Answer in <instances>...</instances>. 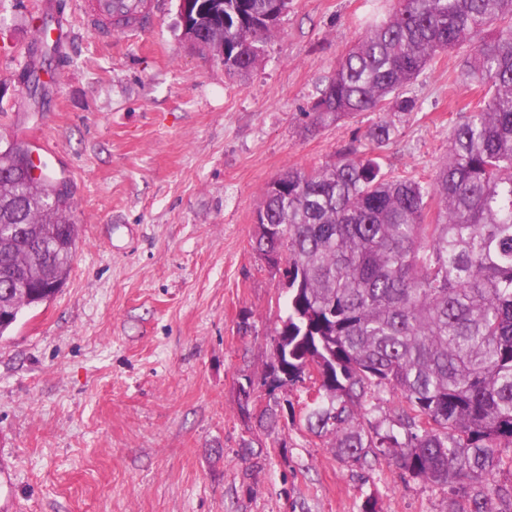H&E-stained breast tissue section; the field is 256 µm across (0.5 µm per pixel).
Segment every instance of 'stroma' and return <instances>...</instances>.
I'll return each instance as SVG.
<instances>
[{
	"label": "stroma",
	"instance_id": "1",
	"mask_svg": "<svg viewBox=\"0 0 512 512\" xmlns=\"http://www.w3.org/2000/svg\"><path fill=\"white\" fill-rule=\"evenodd\" d=\"M147 3L141 28L101 40L77 0H0V142L53 145L80 229L60 292L0 337V512H360L370 494L379 512H448L429 484L336 459L300 421L311 382L261 384L288 296L253 246L261 193L364 134L370 117L307 113L391 0H292L240 77L183 39L177 0ZM46 18L63 39L37 52ZM471 52L418 76L419 111L386 113L396 172L427 178L447 155L472 97L448 72Z\"/></svg>",
	"mask_w": 512,
	"mask_h": 512
}]
</instances>
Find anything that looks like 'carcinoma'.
<instances>
[{
    "label": "carcinoma",
    "instance_id": "obj_1",
    "mask_svg": "<svg viewBox=\"0 0 512 512\" xmlns=\"http://www.w3.org/2000/svg\"><path fill=\"white\" fill-rule=\"evenodd\" d=\"M290 0H203L194 27L248 72ZM479 41L448 73L476 89L428 179L383 172L392 127L372 122L330 162L290 167L262 191L255 249L288 281L281 337L262 384L317 376L304 423L349 466L386 461L453 496L449 512H512V0H395L368 24L311 106L320 128L420 109L412 87L441 54ZM0 145V337L50 302L78 243L70 191L16 168ZM397 398L387 427L374 402Z\"/></svg>",
    "mask_w": 512,
    "mask_h": 512
}]
</instances>
